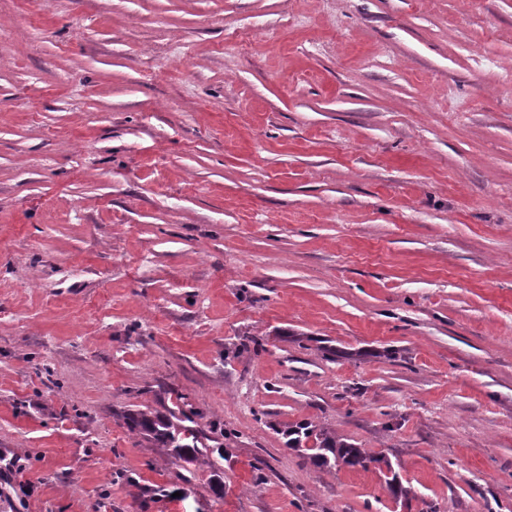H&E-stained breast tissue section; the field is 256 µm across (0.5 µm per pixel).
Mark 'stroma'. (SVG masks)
Segmentation results:
<instances>
[{
    "instance_id": "35a3bbf8",
    "label": "stroma",
    "mask_w": 512,
    "mask_h": 512,
    "mask_svg": "<svg viewBox=\"0 0 512 512\" xmlns=\"http://www.w3.org/2000/svg\"><path fill=\"white\" fill-rule=\"evenodd\" d=\"M182 402L224 456L122 419ZM0 454V512H512V0H0ZM288 447H302V440L314 438L315 446L309 450L315 451L310 456L312 462L319 467H331L338 464L348 466L367 467L370 463L385 464L389 462L382 456L369 454L362 448H355L336 437L335 434L325 428H318L312 422H303L288 427Z\"/></svg>"
}]
</instances>
